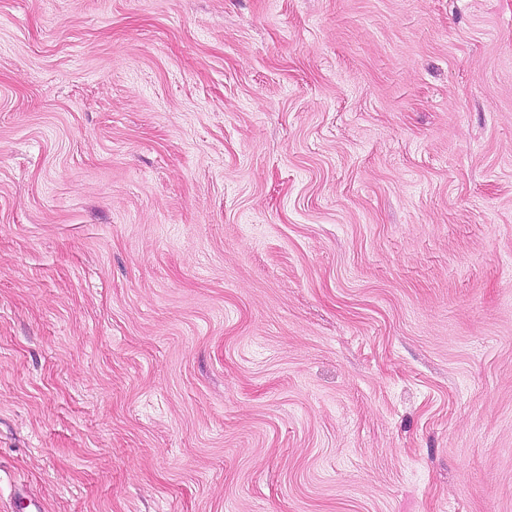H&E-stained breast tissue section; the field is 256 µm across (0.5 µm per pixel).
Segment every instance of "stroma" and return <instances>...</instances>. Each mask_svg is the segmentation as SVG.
<instances>
[{
  "label": "stroma",
  "instance_id": "stroma-1",
  "mask_svg": "<svg viewBox=\"0 0 512 512\" xmlns=\"http://www.w3.org/2000/svg\"><path fill=\"white\" fill-rule=\"evenodd\" d=\"M512 512V0H0V512Z\"/></svg>",
  "mask_w": 512,
  "mask_h": 512
}]
</instances>
